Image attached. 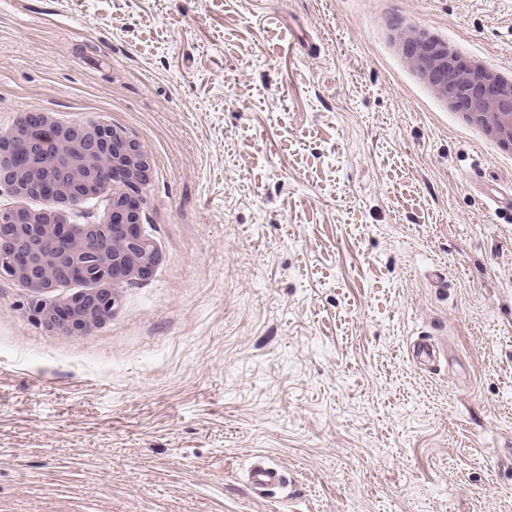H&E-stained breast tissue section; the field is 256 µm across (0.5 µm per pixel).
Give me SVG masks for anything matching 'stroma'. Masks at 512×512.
I'll list each match as a JSON object with an SVG mask.
<instances>
[{
  "label": "stroma",
  "instance_id": "stroma-1",
  "mask_svg": "<svg viewBox=\"0 0 512 512\" xmlns=\"http://www.w3.org/2000/svg\"><path fill=\"white\" fill-rule=\"evenodd\" d=\"M409 29L512 69V0H0V129L125 126L163 253L80 336L0 274V512H512V161ZM442 351L439 346L428 341L427 339H421L413 345L412 357L420 365L430 366L436 361L440 360ZM247 484L256 494H266L285 486L281 471L266 457L257 456L246 471Z\"/></svg>",
  "mask_w": 512,
  "mask_h": 512
}]
</instances>
